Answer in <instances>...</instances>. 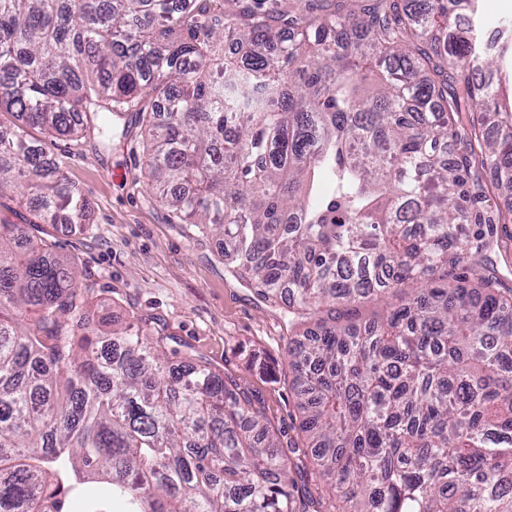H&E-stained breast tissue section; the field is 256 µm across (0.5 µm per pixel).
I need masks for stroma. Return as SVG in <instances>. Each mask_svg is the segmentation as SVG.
Masks as SVG:
<instances>
[{
  "label": "stroma",
  "mask_w": 512,
  "mask_h": 512,
  "mask_svg": "<svg viewBox=\"0 0 512 512\" xmlns=\"http://www.w3.org/2000/svg\"><path fill=\"white\" fill-rule=\"evenodd\" d=\"M104 149L58 140L49 150L92 203L82 229L42 224L35 235L78 260L94 294L91 319L168 338L172 365L186 356L232 375L260 401L275 430L302 442L289 386L288 303L257 295L220 258L223 241L179 223L144 178L146 140L128 113Z\"/></svg>",
  "instance_id": "1"
}]
</instances>
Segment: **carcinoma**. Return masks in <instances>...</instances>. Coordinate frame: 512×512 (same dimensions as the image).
<instances>
[{"label": "carcinoma", "mask_w": 512, "mask_h": 512, "mask_svg": "<svg viewBox=\"0 0 512 512\" xmlns=\"http://www.w3.org/2000/svg\"><path fill=\"white\" fill-rule=\"evenodd\" d=\"M349 2L278 26L240 0H0V194L83 224L29 131L106 141L134 112L156 200L320 327L288 343L292 457L234 379L167 365L166 337L103 333L98 356L76 262L0 223V512H72L93 482L97 512H512V289L481 229L512 208L474 209L488 173L512 192V131L487 125L512 25L487 42L478 0ZM416 288V285L408 283L407 285H404L403 288H400L396 292L392 293L390 297L386 299H374L371 301H365L359 306L356 312V316L353 317H359L363 320L376 318L386 307H388V304L406 302L408 298L414 295Z\"/></svg>", "instance_id": "carcinoma-1"}]
</instances>
